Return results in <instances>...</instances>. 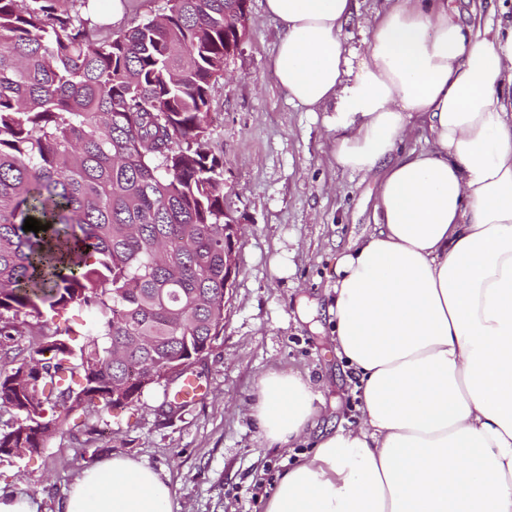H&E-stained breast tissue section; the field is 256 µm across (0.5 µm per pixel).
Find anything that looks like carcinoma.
<instances>
[{"label": "carcinoma", "instance_id": "carcinoma-1", "mask_svg": "<svg viewBox=\"0 0 512 512\" xmlns=\"http://www.w3.org/2000/svg\"><path fill=\"white\" fill-rule=\"evenodd\" d=\"M234 0H166L119 34L89 0H0V428L38 454L73 412L133 406L224 333L212 86ZM32 217L45 231L23 230ZM90 309L80 334L55 322ZM37 318L32 324L27 317ZM37 337L15 345L21 329Z\"/></svg>", "mask_w": 512, "mask_h": 512}]
</instances>
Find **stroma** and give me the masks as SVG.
<instances>
[{
	"label": "stroma",
	"mask_w": 512,
	"mask_h": 512,
	"mask_svg": "<svg viewBox=\"0 0 512 512\" xmlns=\"http://www.w3.org/2000/svg\"><path fill=\"white\" fill-rule=\"evenodd\" d=\"M280 37L264 0H248V34L212 87L211 150L224 207L240 226L224 334L200 368L201 397L163 412L162 389L134 407L72 415L37 455L0 458V487L56 512L87 467L128 457L169 478L179 512H264L285 451L251 415L260 376H308L321 431L359 425L355 378L331 342L336 260L373 227V182L337 170L324 113L288 103L270 60Z\"/></svg>",
	"instance_id": "1"
}]
</instances>
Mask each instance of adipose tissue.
<instances>
[{
  "instance_id": "ef3b65f1",
  "label": "adipose tissue",
  "mask_w": 512,
  "mask_h": 512,
  "mask_svg": "<svg viewBox=\"0 0 512 512\" xmlns=\"http://www.w3.org/2000/svg\"><path fill=\"white\" fill-rule=\"evenodd\" d=\"M353 0H265L290 103L329 113L342 171L374 178V227L338 261L335 351L360 424L311 440L319 397L271 371L252 415L307 445L265 512H512V17L463 26L452 0H385L363 55ZM422 127L426 145L400 152ZM58 512H174L130 458L84 471ZM353 13L343 26L341 38L348 47H354L360 54L365 51L364 20L383 7V0H356Z\"/></svg>"
}]
</instances>
